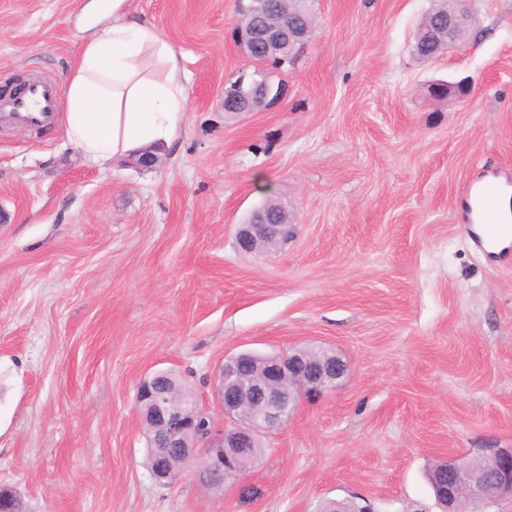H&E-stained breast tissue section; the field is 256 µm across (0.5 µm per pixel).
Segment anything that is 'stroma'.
<instances>
[{
  "mask_svg": "<svg viewBox=\"0 0 512 512\" xmlns=\"http://www.w3.org/2000/svg\"><path fill=\"white\" fill-rule=\"evenodd\" d=\"M89 0H0V87L65 81ZM431 0H313L284 97L228 113L249 63L236 0H131L182 54L188 110L159 162L85 160L62 125L0 126V489L26 512H439L436 461L512 448V256L482 251L468 191L512 182V0L417 59ZM464 100H434L438 82ZM293 231L236 244L267 202ZM335 350L346 375L216 487L145 464L140 380L172 370L216 421L225 357Z\"/></svg>",
  "mask_w": 512,
  "mask_h": 512,
  "instance_id": "stroma-1",
  "label": "stroma"
}]
</instances>
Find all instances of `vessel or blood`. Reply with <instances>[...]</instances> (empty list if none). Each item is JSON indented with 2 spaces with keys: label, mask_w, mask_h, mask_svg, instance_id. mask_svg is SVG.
<instances>
[{
  "label": "vessel or blood",
  "mask_w": 512,
  "mask_h": 512,
  "mask_svg": "<svg viewBox=\"0 0 512 512\" xmlns=\"http://www.w3.org/2000/svg\"><path fill=\"white\" fill-rule=\"evenodd\" d=\"M62 98L63 89L57 80L31 78L22 92L0 96V124L18 128L52 127L61 110ZM473 200L476 213L485 225V244L493 245L512 237V225L497 221V196L477 191Z\"/></svg>",
  "instance_id": "vessel-or-blood-1"
}]
</instances>
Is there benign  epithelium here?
<instances>
[{"instance_id":"benign-epithelium-1","label":"benign epithelium","mask_w":512,"mask_h":512,"mask_svg":"<svg viewBox=\"0 0 512 512\" xmlns=\"http://www.w3.org/2000/svg\"><path fill=\"white\" fill-rule=\"evenodd\" d=\"M444 16L448 21V42L436 44L435 51L440 55L459 44L460 32L470 27L474 19L465 0H459ZM308 32V26L300 21L256 30L235 27V42L243 56L250 58L251 45L257 39L265 48L266 65L257 66L249 74L241 73L224 87V106L259 112L278 103L284 91L282 84L271 80L269 66L296 55L304 47ZM290 232L283 207H266L240 225L237 242L242 249L251 251ZM250 357L252 353L244 352L225 359L216 377V402L224 416L234 421V426L227 429L213 422L202 424L207 413L195 402L176 403L170 372L157 371L141 381L136 399L147 445L154 458L161 461L152 469L156 479L171 481L176 477L168 464L171 456L177 457L184 467L198 464L203 478L214 485L223 483L229 472L239 475L254 467L253 447L260 434L286 425L302 399L331 390L347 371L346 362L333 351L294 347L269 356L258 372L245 375L241 363ZM490 457L496 462L493 476L486 474L482 464L474 459L443 460L433 484L442 512H456L462 491L481 503L512 499V448H495Z\"/></svg>"}]
</instances>
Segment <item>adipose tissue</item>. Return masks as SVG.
<instances>
[{
	"instance_id": "1",
	"label": "adipose tissue",
	"mask_w": 512,
	"mask_h": 512,
	"mask_svg": "<svg viewBox=\"0 0 512 512\" xmlns=\"http://www.w3.org/2000/svg\"><path fill=\"white\" fill-rule=\"evenodd\" d=\"M67 139L104 165L150 143H172L187 110L181 57L159 31L112 0V24L88 40L64 89Z\"/></svg>"
}]
</instances>
